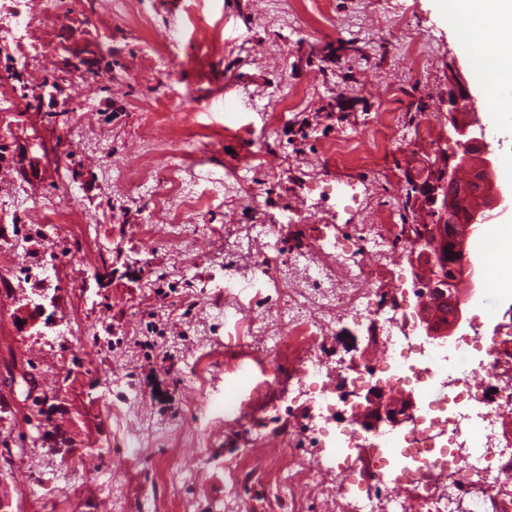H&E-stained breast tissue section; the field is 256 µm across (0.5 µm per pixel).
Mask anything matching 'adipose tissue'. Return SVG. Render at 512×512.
<instances>
[{
	"mask_svg": "<svg viewBox=\"0 0 512 512\" xmlns=\"http://www.w3.org/2000/svg\"><path fill=\"white\" fill-rule=\"evenodd\" d=\"M443 8L474 52L476 77L495 106L510 107L501 88L512 86V56L500 51L512 41V0H445Z\"/></svg>",
	"mask_w": 512,
	"mask_h": 512,
	"instance_id": "obj_1",
	"label": "adipose tissue"
}]
</instances>
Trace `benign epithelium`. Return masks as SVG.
Returning a JSON list of instances; mask_svg holds the SVG:
<instances>
[{"instance_id":"benign-epithelium-1","label":"benign epithelium","mask_w":512,"mask_h":512,"mask_svg":"<svg viewBox=\"0 0 512 512\" xmlns=\"http://www.w3.org/2000/svg\"><path fill=\"white\" fill-rule=\"evenodd\" d=\"M445 101L450 131L471 146V153L436 168L435 180L422 188L425 202L436 212L438 223L409 227L416 242L409 255L417 289L412 331L427 340L448 341L463 329L467 305L475 294L478 268L475 235L484 225L512 216V182L498 181V159L486 141L483 117L460 69ZM478 160L476 183L484 194L483 206L469 207L473 183L461 179V170ZM364 427L378 431L386 423L397 427L411 419L413 404L399 406L377 384L366 388Z\"/></svg>"}]
</instances>
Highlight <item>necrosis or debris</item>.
Returning <instances> with one entry per match:
<instances>
[{
	"label": "necrosis or debris",
	"mask_w": 512,
	"mask_h": 512,
	"mask_svg": "<svg viewBox=\"0 0 512 512\" xmlns=\"http://www.w3.org/2000/svg\"><path fill=\"white\" fill-rule=\"evenodd\" d=\"M460 341L479 354V367L459 369L451 389L432 388L430 371L418 366L414 346L385 342L381 367L388 387L414 383L426 391L427 403L424 414L396 443L359 428L356 416L345 417L337 447L357 444L379 449V461L397 465L409 491L404 497L381 482L360 487L353 512H374L373 499L381 494L392 502V512H408L410 498L425 512H461L464 501L471 498L480 512H512V505L485 495L486 490L512 482V422L502 417L503 411L512 409V341L477 330L461 335ZM441 437L447 447L465 451L449 469L444 466L443 451L437 448ZM494 448L500 451L495 458L490 455ZM246 455L256 471L275 474V487L280 491H294L320 477L319 470L300 457L289 458L283 465L255 446ZM444 468L449 471L448 482L440 486L434 475Z\"/></svg>",
	"instance_id": "4bbe7bcc"
}]
</instances>
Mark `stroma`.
I'll list each match as a JSON object with an SVG mask.
<instances>
[{"instance_id": "35a3bbf8", "label": "stroma", "mask_w": 512, "mask_h": 512, "mask_svg": "<svg viewBox=\"0 0 512 512\" xmlns=\"http://www.w3.org/2000/svg\"><path fill=\"white\" fill-rule=\"evenodd\" d=\"M57 4L0 0V252L22 247L0 264L11 512H346L336 482L359 451L336 455L314 389L348 394L344 378L382 355L379 324L400 331L413 310L402 228L437 218L412 181L469 152L441 110L452 65L483 93L469 47L439 0ZM277 96L290 103L278 117ZM486 120L510 181L512 121ZM173 152L190 177L164 196ZM177 214L182 240L165 233ZM364 224L392 225L387 262ZM339 247L364 259L372 319L319 300ZM40 293L38 333L24 323ZM300 295L332 330L299 354ZM251 443L318 465L320 484L276 497L241 458Z\"/></svg>"}]
</instances>
